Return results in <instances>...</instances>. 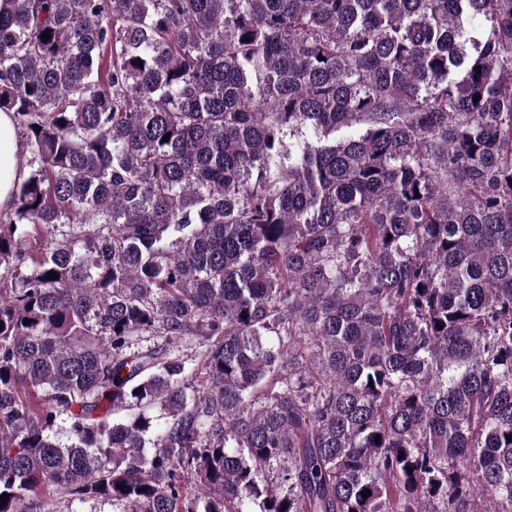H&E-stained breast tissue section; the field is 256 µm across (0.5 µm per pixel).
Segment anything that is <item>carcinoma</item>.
I'll list each match as a JSON object with an SVG mask.
<instances>
[{
  "mask_svg": "<svg viewBox=\"0 0 512 512\" xmlns=\"http://www.w3.org/2000/svg\"><path fill=\"white\" fill-rule=\"evenodd\" d=\"M0 111V512H512V0H16ZM19 149L17 129L12 114L0 112V211H8L13 205V187L27 175L16 164Z\"/></svg>",
  "mask_w": 512,
  "mask_h": 512,
  "instance_id": "obj_1",
  "label": "carcinoma"
}]
</instances>
